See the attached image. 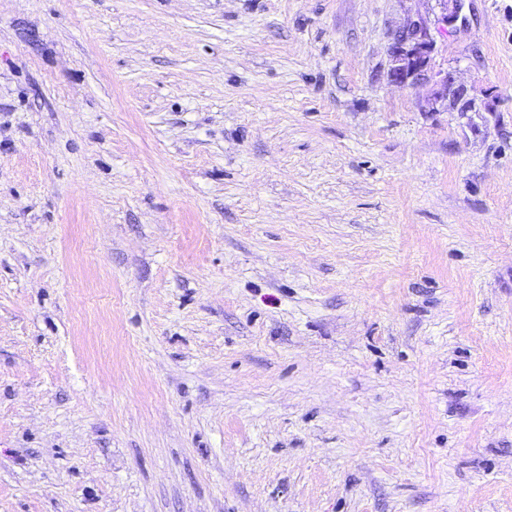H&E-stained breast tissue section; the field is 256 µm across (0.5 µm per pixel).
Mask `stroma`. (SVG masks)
<instances>
[{"instance_id":"stroma-1","label":"stroma","mask_w":512,"mask_h":512,"mask_svg":"<svg viewBox=\"0 0 512 512\" xmlns=\"http://www.w3.org/2000/svg\"><path fill=\"white\" fill-rule=\"evenodd\" d=\"M0 512H512V0H0ZM432 51L433 41L426 28L418 23L410 24L395 43L391 81L398 84L417 82L429 68Z\"/></svg>"}]
</instances>
